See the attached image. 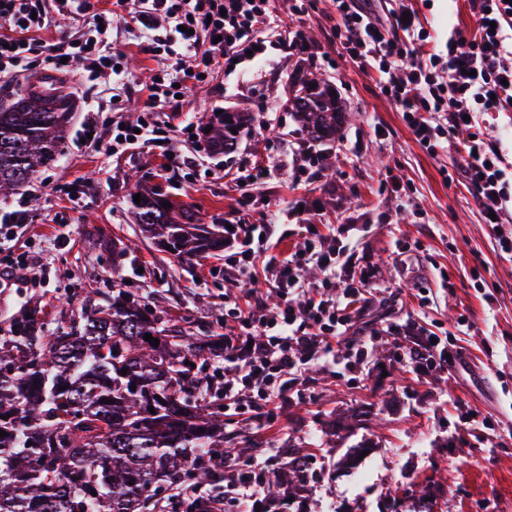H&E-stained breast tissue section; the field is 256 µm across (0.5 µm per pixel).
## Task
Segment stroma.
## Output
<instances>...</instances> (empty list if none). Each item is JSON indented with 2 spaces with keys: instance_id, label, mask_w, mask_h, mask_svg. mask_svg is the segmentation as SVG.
<instances>
[{
  "instance_id": "35a3bbf8",
  "label": "stroma",
  "mask_w": 512,
  "mask_h": 512,
  "mask_svg": "<svg viewBox=\"0 0 512 512\" xmlns=\"http://www.w3.org/2000/svg\"><path fill=\"white\" fill-rule=\"evenodd\" d=\"M411 4L432 50L444 49L452 28L472 24L467 0ZM271 10L282 25L302 28L310 49L274 53L272 63L241 75L219 69L210 83L189 86L170 123L184 113L203 123L219 110L253 118L230 154L210 155L193 169L168 165L151 145L112 156L83 141L92 107L102 106L108 138L115 123L136 120L144 98L131 95L114 109L105 86L76 69L60 73L78 105L67 146L54 165L0 198L2 210L24 201L28 233L50 277L40 288H0V326L27 303L67 314L73 292H111L118 273L128 291L190 335L223 333L224 297L239 292L224 280L223 258L156 259L129 220L137 183L162 186L171 200L194 205L205 224L237 213L256 224L279 214L273 240L283 254L302 242L305 225L324 235L355 225V252L374 267L378 285L374 305L354 324L369 348L368 364L359 374L313 367L273 421L226 412L240 449L235 463L260 448L276 449L275 470L287 455L305 457L306 484L288 512H512V262L499 256L475 195L444 173L447 156L419 147L374 71L338 58L331 0H271ZM80 27L60 19L43 30L25 79L52 69L50 45ZM112 49L124 55L130 84L150 83L160 68L120 18ZM297 73L326 79L350 111L334 143L313 142L289 112ZM245 166L259 174L243 189L235 178ZM68 183L83 185L80 204L61 193ZM122 241L138 247L113 261L112 245ZM462 315L464 328L457 325ZM411 318L456 351L424 376L399 362L386 334Z\"/></svg>"
}]
</instances>
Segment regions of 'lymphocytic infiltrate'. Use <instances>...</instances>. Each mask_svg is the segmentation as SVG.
<instances>
[{"label":"lymphocytic infiltrate","mask_w":512,"mask_h":512,"mask_svg":"<svg viewBox=\"0 0 512 512\" xmlns=\"http://www.w3.org/2000/svg\"><path fill=\"white\" fill-rule=\"evenodd\" d=\"M338 16L336 38L343 54L358 68L373 69L379 88L403 118L416 143L430 154L449 156V165L472 190L484 223L497 229L512 223V164L484 136L486 115L512 107V5L507 0H469L473 25L453 30L445 53L420 55L417 43L426 33L415 9L400 0L386 15L367 9L362 0H333ZM145 41L152 56L167 66L155 74L135 123L114 128L106 150L121 154L146 144L161 143L168 159L178 157L175 143L199 139L197 123L161 121L189 83L201 82L217 66L268 60L270 51H304L302 29L280 30L269 0H114ZM112 13L97 12L90 0H0V79L25 73L39 46L38 31L55 18L79 17L80 37L53 44L52 60L80 67L89 81L123 86L127 73L121 54L111 51ZM191 64L173 61L176 51ZM24 214H0V287L13 284L17 271L37 272L34 253L24 241ZM353 225L341 224L330 235L305 236L286 256L269 253L270 224H238L225 231L224 277L248 287L264 271L281 298L268 307L259 298L234 306L224 316V402L250 412L256 420L272 416L273 402L283 399L291 382L314 364L356 371L368 356L364 342L354 339L351 307L364 298L373 282L358 276L359 258L349 241ZM264 266H257V259ZM317 269L321 284L303 285L302 273ZM401 362L420 375L447 362L449 351L422 331L408 330L396 340ZM263 456L251 458L237 472L231 497L209 495L207 512H227L241 499L263 494Z\"/></svg>","instance_id":"f902f5d3"}]
</instances>
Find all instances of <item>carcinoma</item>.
Returning <instances> with one entry per match:
<instances>
[{
  "label": "carcinoma",
  "instance_id": "1",
  "mask_svg": "<svg viewBox=\"0 0 512 512\" xmlns=\"http://www.w3.org/2000/svg\"><path fill=\"white\" fill-rule=\"evenodd\" d=\"M291 110L317 141L346 120L317 78ZM70 119L69 95L40 81L0 106L1 195L56 161ZM247 123L242 112L217 115L208 142L228 153ZM137 194L130 216L161 250L188 261L224 250V226L200 223L194 206L164 208L168 198L138 184ZM69 305L66 321L27 305L0 328V512H155L168 490L223 479L237 454L224 447V383L219 365L197 363L205 351L224 356L221 338L185 336L121 288L106 299L87 288ZM302 473L299 463L273 472L266 501Z\"/></svg>",
  "mask_w": 512,
  "mask_h": 512
}]
</instances>
